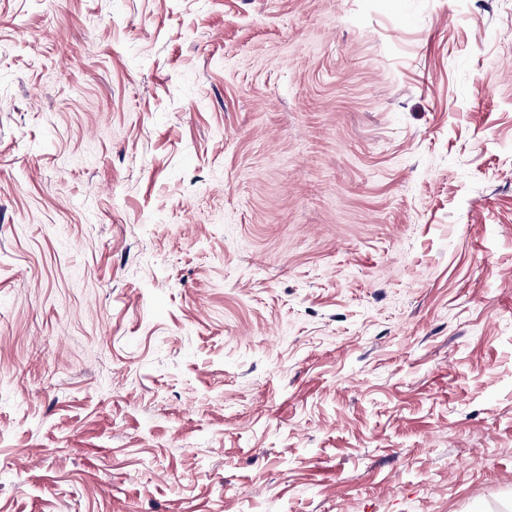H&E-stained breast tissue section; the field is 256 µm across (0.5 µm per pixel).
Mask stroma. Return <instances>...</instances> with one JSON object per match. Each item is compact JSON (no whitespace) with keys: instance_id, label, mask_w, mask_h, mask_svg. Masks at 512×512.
I'll return each instance as SVG.
<instances>
[{"instance_id":"obj_1","label":"stroma","mask_w":512,"mask_h":512,"mask_svg":"<svg viewBox=\"0 0 512 512\" xmlns=\"http://www.w3.org/2000/svg\"><path fill=\"white\" fill-rule=\"evenodd\" d=\"M0 512H512V0H0Z\"/></svg>"}]
</instances>
